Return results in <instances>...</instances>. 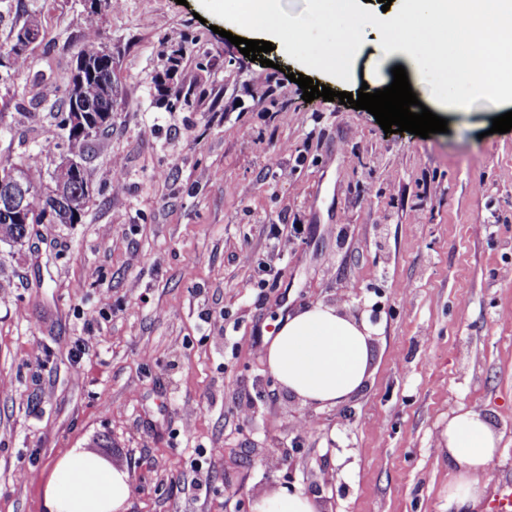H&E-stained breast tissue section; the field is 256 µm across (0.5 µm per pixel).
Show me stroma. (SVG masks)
Returning <instances> with one entry per match:
<instances>
[{"mask_svg": "<svg viewBox=\"0 0 512 512\" xmlns=\"http://www.w3.org/2000/svg\"><path fill=\"white\" fill-rule=\"evenodd\" d=\"M199 0H0V45L42 20L0 77V157L48 178L44 131L87 33L112 52V126L82 155L80 223L0 241V512H45L49 466L78 448L128 471L127 512H252L276 489L324 512H444L449 413L501 433L484 480L512 479V102L440 105L444 133H384L373 115L307 102L391 84L398 54L364 30L351 80L269 65ZM225 27V35L215 27ZM180 36L185 53L169 71ZM270 79L261 90L255 75ZM301 227L278 252L271 225ZM323 302L370 329V376L346 402L302 405L255 336Z\"/></svg>", "mask_w": 512, "mask_h": 512, "instance_id": "stroma-1", "label": "stroma"}]
</instances>
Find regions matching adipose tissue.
<instances>
[{
  "mask_svg": "<svg viewBox=\"0 0 512 512\" xmlns=\"http://www.w3.org/2000/svg\"><path fill=\"white\" fill-rule=\"evenodd\" d=\"M369 339L364 323L319 302L281 320L265 357L284 389L303 405L323 408L347 401L364 387ZM500 441V433L482 412L464 406L451 412L439 435L453 465L448 512H482L484 476ZM130 496L128 472L72 451L52 464L44 505L47 512H125ZM253 512H319V504L304 490L283 489L258 496Z\"/></svg>",
  "mask_w": 512,
  "mask_h": 512,
  "instance_id": "adipose-tissue-1",
  "label": "adipose tissue"
}]
</instances>
